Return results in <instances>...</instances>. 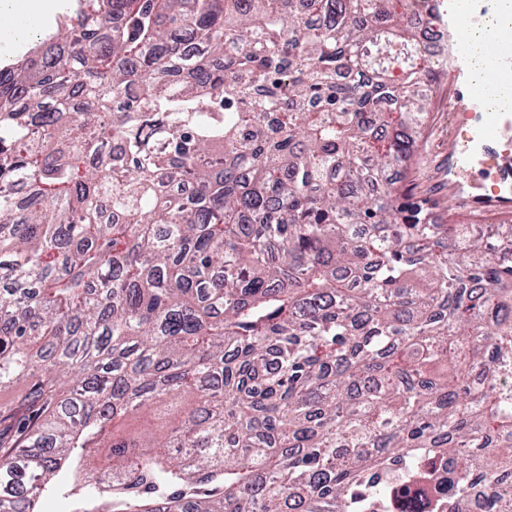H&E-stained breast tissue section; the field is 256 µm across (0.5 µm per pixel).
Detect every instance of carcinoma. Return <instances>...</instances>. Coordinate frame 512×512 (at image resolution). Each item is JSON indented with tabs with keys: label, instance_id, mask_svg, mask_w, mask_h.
<instances>
[{
	"label": "carcinoma",
	"instance_id": "obj_1",
	"mask_svg": "<svg viewBox=\"0 0 512 512\" xmlns=\"http://www.w3.org/2000/svg\"><path fill=\"white\" fill-rule=\"evenodd\" d=\"M439 25L75 0L0 68V512H512V224L412 179Z\"/></svg>",
	"mask_w": 512,
	"mask_h": 512
}]
</instances>
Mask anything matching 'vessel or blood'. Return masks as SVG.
<instances>
[{
  "instance_id": "b4317fda",
  "label": "vessel or blood",
  "mask_w": 512,
  "mask_h": 512,
  "mask_svg": "<svg viewBox=\"0 0 512 512\" xmlns=\"http://www.w3.org/2000/svg\"><path fill=\"white\" fill-rule=\"evenodd\" d=\"M483 55L496 72L489 83H471L465 94L458 98L455 119L466 126L462 145L448 150V186L455 193L458 206L491 208L507 214L512 212V113L490 112L484 107L486 100L495 95H512V32L496 31L483 43ZM495 158L493 181L506 190V198L495 204L485 201L486 189L480 182H473L471 190H464L460 178L483 171L487 158Z\"/></svg>"
}]
</instances>
